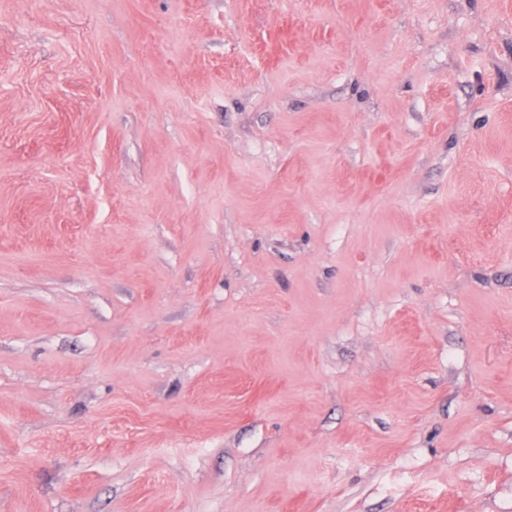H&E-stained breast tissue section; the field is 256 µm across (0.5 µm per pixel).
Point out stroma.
<instances>
[{
	"label": "stroma",
	"instance_id": "1",
	"mask_svg": "<svg viewBox=\"0 0 512 512\" xmlns=\"http://www.w3.org/2000/svg\"><path fill=\"white\" fill-rule=\"evenodd\" d=\"M0 512H512V0H0Z\"/></svg>",
	"mask_w": 512,
	"mask_h": 512
}]
</instances>
